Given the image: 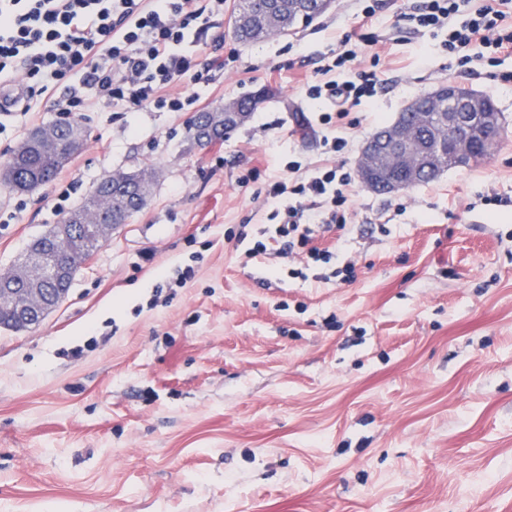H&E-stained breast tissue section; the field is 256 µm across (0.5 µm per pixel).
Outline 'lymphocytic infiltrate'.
<instances>
[{"label": "lymphocytic infiltrate", "mask_w": 512, "mask_h": 512, "mask_svg": "<svg viewBox=\"0 0 512 512\" xmlns=\"http://www.w3.org/2000/svg\"><path fill=\"white\" fill-rule=\"evenodd\" d=\"M471 0H417L403 19L415 33L446 31L449 57L465 67L482 60L499 65L512 56V0L470 9ZM224 0H0V94L7 111H45L71 115L121 106L135 112L152 107L181 112L196 99L179 89L183 76L197 67L195 57L177 48L222 13ZM365 33L359 43L343 39L320 68L322 79L309 85L310 99L333 104L319 124L336 128L322 136L325 163L288 164L289 175L269 184L266 195L280 201L269 239L255 241L250 258L270 254L311 266L330 263L331 251L314 247L318 229L347 227L353 208L352 175L334 158L347 140L350 107L374 98L380 80L358 61L360 44L375 43ZM94 89L93 99L62 94L65 82Z\"/></svg>", "instance_id": "1"}]
</instances>
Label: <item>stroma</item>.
I'll use <instances>...</instances> for the list:
<instances>
[{"label":"stroma","mask_w":512,"mask_h":512,"mask_svg":"<svg viewBox=\"0 0 512 512\" xmlns=\"http://www.w3.org/2000/svg\"><path fill=\"white\" fill-rule=\"evenodd\" d=\"M413 0H333L244 45L227 0L181 51L198 111L268 97L201 149L186 112L88 113L50 184L0 185V271L105 175L155 170L149 201L81 263L37 327L0 328V512H512V82L460 74L439 37L404 33ZM384 89L352 107L337 164L413 99L454 81L492 99L493 155L403 192L353 182L352 230L314 244L352 281L288 275L229 241L260 235L269 179L316 164L326 127L304 82L345 35ZM257 180L247 181L251 167ZM69 190L71 199L59 204ZM194 273L169 288L175 269Z\"/></svg>","instance_id":"35a3bbf8"}]
</instances>
